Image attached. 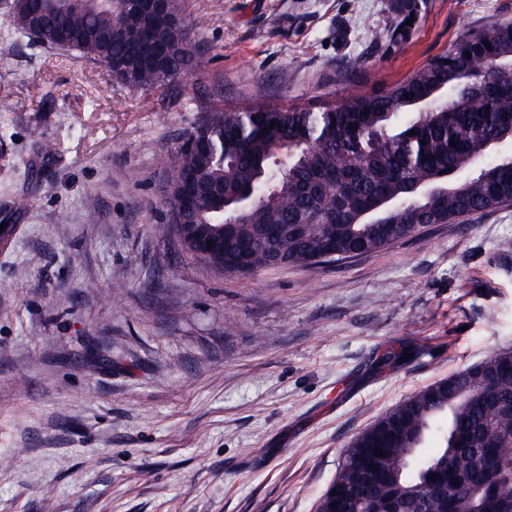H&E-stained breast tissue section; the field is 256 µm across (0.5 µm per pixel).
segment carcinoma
<instances>
[{"instance_id":"cac0c4a2","label":"carcinoma","mask_w":512,"mask_h":512,"mask_svg":"<svg viewBox=\"0 0 512 512\" xmlns=\"http://www.w3.org/2000/svg\"><path fill=\"white\" fill-rule=\"evenodd\" d=\"M180 23L127 18L128 0H25L9 37L112 65L111 78L148 94L187 84L206 50L185 0ZM389 44L406 42L418 0H394ZM186 143L162 157L166 206L184 185V251L209 265L197 238L223 247L224 272L313 266L376 252L427 224L512 203V24L462 33L451 48L373 95L314 112L257 105L226 112L200 99ZM455 144H450V141ZM417 392L343 450L319 512H512V350ZM436 433L439 446L426 451ZM381 456H375V452ZM436 479H430V476Z\"/></svg>"}]
</instances>
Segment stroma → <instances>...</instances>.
I'll use <instances>...</instances> for the list:
<instances>
[{"mask_svg": "<svg viewBox=\"0 0 512 512\" xmlns=\"http://www.w3.org/2000/svg\"><path fill=\"white\" fill-rule=\"evenodd\" d=\"M391 4L189 0L210 50L165 103L73 52L0 50V512H315L355 436L512 349V204L245 275L174 234L160 159L198 96L316 111L512 23V0H419L381 47Z\"/></svg>", "mask_w": 512, "mask_h": 512, "instance_id": "1", "label": "stroma"}]
</instances>
